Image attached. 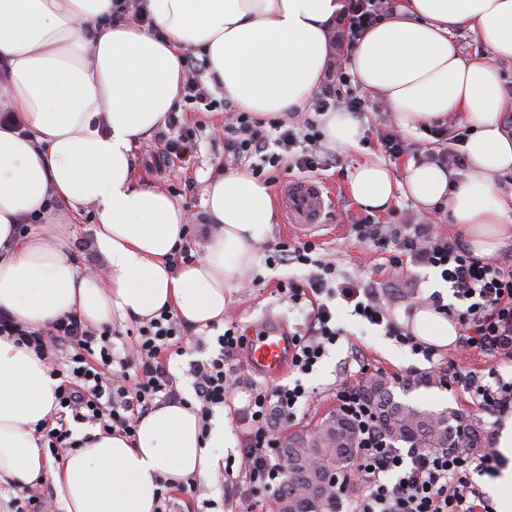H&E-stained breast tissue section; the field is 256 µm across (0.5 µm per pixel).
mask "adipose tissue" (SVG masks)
<instances>
[{
	"instance_id": "1",
	"label": "adipose tissue",
	"mask_w": 512,
	"mask_h": 512,
	"mask_svg": "<svg viewBox=\"0 0 512 512\" xmlns=\"http://www.w3.org/2000/svg\"><path fill=\"white\" fill-rule=\"evenodd\" d=\"M114 0H0V62L19 122L0 128V309L41 328L75 312L96 325L144 320L161 309L204 328L221 323L234 288L264 267L259 250L275 218L269 185L228 167L204 193L210 238L195 262L171 268L188 234L181 203L136 185L131 147L164 123L185 80V53L200 51L206 78L239 111L269 120L302 111L328 67L330 38L347 0H146L152 28L100 26ZM465 30L492 59L463 56ZM512 60V0H403L359 41L347 63L366 92L381 96L397 127L418 134L464 115L465 173L433 163L404 175L378 161L356 165L348 191L382 211L398 198L448 208L481 257L512 243V202L499 176L512 173V108L497 61ZM332 147H355L346 112L318 114ZM94 205L104 273L71 259L72 211ZM42 229L20 234L30 217ZM413 335L452 343L455 322L418 310ZM59 376L33 349L0 336V484L50 476L64 512H157L158 478H205L219 467L224 424L206 423L196 401L166 404L140 420L135 438L93 431L84 447L50 460L34 429L59 410Z\"/></svg>"
}]
</instances>
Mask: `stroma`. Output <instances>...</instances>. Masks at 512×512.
<instances>
[{"instance_id": "stroma-1", "label": "stroma", "mask_w": 512, "mask_h": 512, "mask_svg": "<svg viewBox=\"0 0 512 512\" xmlns=\"http://www.w3.org/2000/svg\"><path fill=\"white\" fill-rule=\"evenodd\" d=\"M354 94L360 97L363 108L357 112L358 146L347 151L336 152L326 140H319L316 152L320 155H335V165L315 172L317 180L326 182L335 193V201L326 210L322 221L338 225L333 234H320L315 239L317 248L315 260L332 262L338 278L362 275L371 282L383 303L389 306L395 320L402 326H409L415 312L431 305L432 293L450 298L451 292L437 272L404 258L400 274L389 271L394 254L392 244L377 245L366 241L360 227L361 220L371 219L375 224H413L423 217H430L435 230L451 238H463L462 225L450 223L447 211L423 214L412 200L398 198L392 207L383 213L367 214L349 195L347 181L356 164L368 159L385 162L396 173H403L409 162L424 161L427 154L439 152L441 146L432 137L409 135L413 149L409 154L394 159L385 153L380 138L388 130L387 106L381 99L372 97L361 87H354ZM178 112L182 113L188 126L197 134V153L188 162L172 158L162 160L157 151L161 146L158 135H151L133 144L134 178L138 185L167 191L179 199L186 211L189 225H196L203 212L204 190L209 178L224 169V122L223 111L209 112L193 108L185 101H178ZM97 222L95 209L83 205L75 224V240L71 252L73 261L83 269L103 265V257L94 247V228ZM312 264L300 263L269 264L264 270L251 271L250 282L240 283L232 295L229 306L242 335H255L264 322L272 321L288 331H303L305 322L287 298L276 290L282 281L304 280L314 273ZM330 307L336 310V324L344 328L345 335L335 345L329 346L326 355L315 369L300 376L288 372L282 376L285 384L301 381L310 391L306 403L299 406L293 420L275 431L278 441H286L293 432L315 426L330 413L336 412L338 404L336 390L349 382L359 367H366L368 376L381 375L395 388L399 401L423 410L439 412L448 410L490 426L491 417L473 406L464 386L454 383L444 385L438 373L429 369L422 356L413 354L409 348L400 346L392 337L386 336L383 328L362 323L353 316L350 307L338 299L330 300ZM219 325L195 329L199 345L181 356L172 357L169 370L176 380V387L182 395H193V378L189 375V364L207 360L213 352L215 338L222 333ZM415 380L411 391H403L407 380ZM247 399L245 391L234 393L224 408V446L220 453L230 466L231 475L227 480L241 481L240 430L234 411L242 407ZM221 474L207 479L195 480L191 487L174 491L169 495L167 512H273L274 498L261 491L243 487L240 494L225 496Z\"/></svg>"}]
</instances>
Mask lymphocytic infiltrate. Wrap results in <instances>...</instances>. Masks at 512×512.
I'll list each match as a JSON object with an SVG mask.
<instances>
[{
  "label": "lymphocytic infiltrate",
  "instance_id": "lymphocytic-infiltrate-1",
  "mask_svg": "<svg viewBox=\"0 0 512 512\" xmlns=\"http://www.w3.org/2000/svg\"><path fill=\"white\" fill-rule=\"evenodd\" d=\"M390 8V0H349L346 13V46L357 41ZM206 59L187 62L188 76L182 96L187 103L206 109H222L231 119L224 125V158L234 162L267 153L268 144L278 151L267 154L270 165H278L285 154L293 153L300 139L316 140L317 131L300 135L297 127L278 122L276 139H268L261 125L249 113L233 111L229 101L212 97L201 77ZM366 239L394 240L401 251L419 263L438 269L448 283L453 301H435L437 313L458 325L457 346L476 351L494 360L486 377L464 376L473 404L502 419L512 414V380H504L497 366L512 363V264L475 256L458 239L435 233L432 224H367ZM292 303H301L307 292L341 298L352 305V313L370 324L384 327L387 335L407 346L414 354L433 361L437 350L400 326L372 286L359 278L337 280L333 265L324 263L319 274L306 283L288 281L278 287ZM326 302L313 304L306 314L305 330L296 335L293 369L305 373L324 356L327 346L343 336ZM0 336L32 348L49 365L68 364L63 382L55 392L60 408L70 411L73 420L98 426L101 432H119L135 437L138 422L156 408L179 402L181 395L169 371L172 356L184 355L187 325L172 311L164 309L138 329L132 353L121 356L112 347V330L98 327L72 313L44 329H34L0 310ZM245 340L236 323L216 339L210 358L193 363L195 394L202 417L226 405L241 379L235 358ZM359 384H347L336 392L341 410L358 423L359 451L341 477L337 488L336 512H494L471 479L472 469L495 476L501 464L492 452L475 456L462 449L438 451L424 448H397L383 434L376 416L359 393ZM308 393L302 384L255 387L247 404L239 409L243 425L241 466L250 487L277 494L284 483L275 428L287 425Z\"/></svg>",
  "mask_w": 512,
  "mask_h": 512
}]
</instances>
